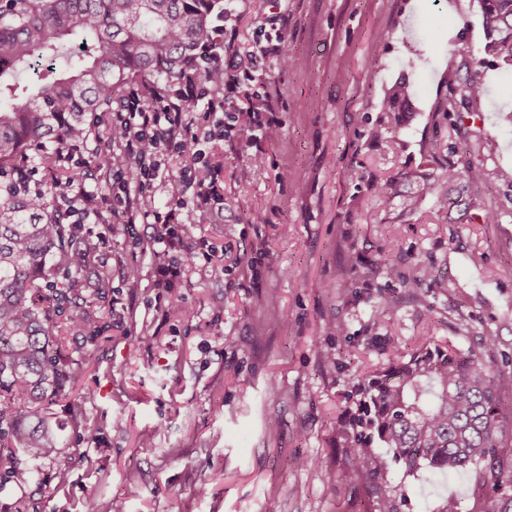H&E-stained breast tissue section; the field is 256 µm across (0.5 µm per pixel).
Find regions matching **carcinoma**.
Segmentation results:
<instances>
[{
  "instance_id": "obj_1",
  "label": "carcinoma",
  "mask_w": 512,
  "mask_h": 512,
  "mask_svg": "<svg viewBox=\"0 0 512 512\" xmlns=\"http://www.w3.org/2000/svg\"><path fill=\"white\" fill-rule=\"evenodd\" d=\"M492 36L490 50L512 66V0H481ZM222 0H23L0 14V175L29 151L41 152L55 181L74 182L59 166L56 148L97 137L89 117L108 109L135 81L181 82L198 73L200 57L215 43V16ZM66 54V65L56 64ZM42 60L39 78L20 77ZM448 112L478 116L486 91L476 75L461 77L448 66ZM399 84L387 100L394 110L412 95ZM484 168L466 161L443 170L439 180L475 185ZM400 176L377 177L375 194L397 198ZM432 194L439 209L461 201L429 184L401 200L415 211ZM97 241L70 223L63 209L31 199L26 188L0 182V441L7 439L31 461L67 451L52 405L71 395L80 366L64 354L55 334L66 317L72 336L93 346L108 325L97 303L105 292L83 291L72 267L90 256ZM360 414L349 420L350 472L364 483L377 480L389 463L409 473L427 466L443 472L478 468L479 489L487 493L485 512H512V454H503L497 385L489 366L472 351L430 341L366 376L360 384ZM385 449L370 454L373 445ZM0 470L24 472L19 458L0 452Z\"/></svg>"
}]
</instances>
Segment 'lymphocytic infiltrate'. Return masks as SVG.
<instances>
[{
  "label": "lymphocytic infiltrate",
  "instance_id": "1",
  "mask_svg": "<svg viewBox=\"0 0 512 512\" xmlns=\"http://www.w3.org/2000/svg\"><path fill=\"white\" fill-rule=\"evenodd\" d=\"M224 85L221 79L191 80L185 86L187 99L168 98L157 105L148 103L140 87L131 88L108 117L109 133L113 142L120 145V152L95 159L97 170L111 176L116 192L108 197L95 190L58 191L72 223L82 224L100 216L108 203L127 226L148 225L156 284L161 288L171 286L180 276L183 264L199 258L208 265L215 262L213 253L195 252L176 230L178 224L184 223V211L192 201L209 212L213 221L224 218V198L217 192L222 169L205 160L202 138L230 141L255 132L260 139L274 140L281 135L280 124L262 120L251 106L224 100ZM196 104L209 124L202 137L193 130L197 118L192 107ZM171 151L187 156L183 168L173 171L167 167L165 158ZM158 181L172 188L173 203L164 212L145 205L147 193Z\"/></svg>",
  "mask_w": 512,
  "mask_h": 512
}]
</instances>
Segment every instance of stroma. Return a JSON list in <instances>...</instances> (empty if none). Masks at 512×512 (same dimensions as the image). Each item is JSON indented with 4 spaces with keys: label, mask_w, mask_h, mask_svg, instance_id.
<instances>
[{
    "label": "stroma",
    "mask_w": 512,
    "mask_h": 512,
    "mask_svg": "<svg viewBox=\"0 0 512 512\" xmlns=\"http://www.w3.org/2000/svg\"><path fill=\"white\" fill-rule=\"evenodd\" d=\"M224 10L225 59L275 38L262 17L288 20L293 64L236 72L224 91H258L252 106L274 107L282 136L261 168L248 136L206 145L223 168L224 220L191 208L184 236L221 269L189 264L174 288L157 287L145 225L94 224L99 250L78 277L95 288L107 275L110 327L89 352L66 339L82 375L53 407L79 454L65 469L41 461L39 480L0 483V512H84L90 501L99 512H376L384 495L400 512H438L449 496L480 512L472 470L393 464L375 487L352 482L336 433L362 378L429 338L489 365L512 451V186L497 177L512 167V66L488 49L480 0H224ZM451 63L476 72L491 99L462 121L466 141L439 108ZM403 81L414 93L396 115L385 100ZM467 153L485 180L448 195L495 205L499 223L436 211L429 194L414 212L385 206L370 188L402 173L410 191ZM420 266L432 276L407 287Z\"/></svg>",
    "instance_id": "35a3bbf8"
}]
</instances>
